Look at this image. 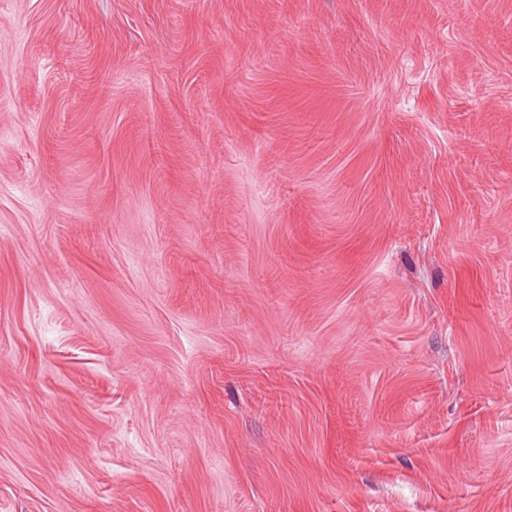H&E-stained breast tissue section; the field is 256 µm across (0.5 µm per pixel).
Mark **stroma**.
Segmentation results:
<instances>
[{"instance_id":"1","label":"stroma","mask_w":512,"mask_h":512,"mask_svg":"<svg viewBox=\"0 0 512 512\" xmlns=\"http://www.w3.org/2000/svg\"><path fill=\"white\" fill-rule=\"evenodd\" d=\"M0 512H512V0H0Z\"/></svg>"}]
</instances>
